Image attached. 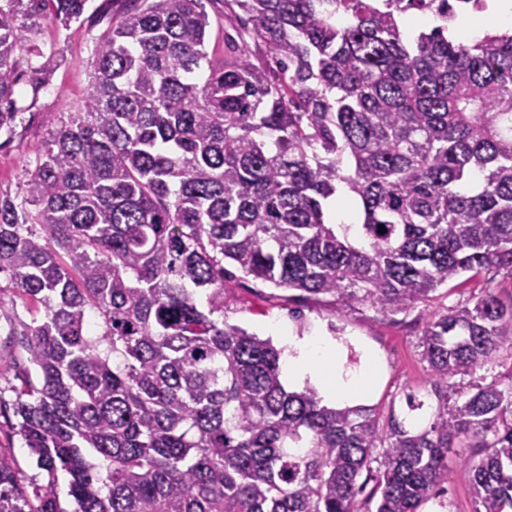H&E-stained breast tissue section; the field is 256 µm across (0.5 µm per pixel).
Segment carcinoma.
I'll use <instances>...</instances> for the list:
<instances>
[{
    "mask_svg": "<svg viewBox=\"0 0 512 512\" xmlns=\"http://www.w3.org/2000/svg\"><path fill=\"white\" fill-rule=\"evenodd\" d=\"M234 2L262 67L213 64L204 0H124L83 108L21 199L0 195V293L30 316L12 334L37 373L15 429L49 476L28 487L0 456V512H63L59 471L73 512H361L369 481L375 512H421L459 448L475 512H512V374L451 383L512 350V299L428 323L437 412L384 433L366 406L287 390L283 350L224 321L227 263L399 311L466 273L512 279V33L448 38V0ZM85 4L0 0V134L23 122L37 22ZM421 15L442 24L407 39ZM341 195L355 237L328 219Z\"/></svg>",
    "mask_w": 512,
    "mask_h": 512,
    "instance_id": "carcinoma-1",
    "label": "carcinoma"
}]
</instances>
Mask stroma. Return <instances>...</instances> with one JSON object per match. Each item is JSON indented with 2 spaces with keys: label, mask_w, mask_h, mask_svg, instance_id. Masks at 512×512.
<instances>
[{
  "label": "stroma",
  "mask_w": 512,
  "mask_h": 512,
  "mask_svg": "<svg viewBox=\"0 0 512 512\" xmlns=\"http://www.w3.org/2000/svg\"><path fill=\"white\" fill-rule=\"evenodd\" d=\"M120 0H87L82 22L61 26L53 18L40 21L35 36L44 53L58 57L49 90L32 94L28 82L30 66L19 61L20 106L31 120L18 128L11 143L0 148V194L23 195L26 173L43 153L47 131L64 112L81 108L92 83V60L97 37L121 11ZM236 6L233 0H209L207 10L213 24L206 48L214 62L234 58V43L239 42L238 27L230 22ZM230 297L224 306V319L261 338H276L285 330L299 336L329 335L331 328L363 341L379 356L383 375L366 404L373 408L379 425H387L390 415L407 416L408 395L426 401L425 415H432L437 400L431 395L427 363L422 358L419 339L428 323L448 309L474 303L492 293L502 300L512 299V279L493 269L458 286L444 285L429 301L406 310H383L367 303L343 305L327 296L318 300L290 297L287 290L251 279L229 280ZM27 354L19 337L10 335L8 318L0 317V402L10 403L13 390L21 384ZM14 417L0 412V449L4 450L24 484H43L48 480L35 457L13 430ZM448 485L445 506L440 512H474L467 469L458 457L448 459Z\"/></svg>",
  "instance_id": "obj_1"
}]
</instances>
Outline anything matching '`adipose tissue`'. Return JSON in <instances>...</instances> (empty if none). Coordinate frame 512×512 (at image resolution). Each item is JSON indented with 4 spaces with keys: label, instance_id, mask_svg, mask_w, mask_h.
Here are the masks:
<instances>
[{
    "label": "adipose tissue",
    "instance_id": "adipose-tissue-1",
    "mask_svg": "<svg viewBox=\"0 0 512 512\" xmlns=\"http://www.w3.org/2000/svg\"><path fill=\"white\" fill-rule=\"evenodd\" d=\"M279 340L288 358V384L302 389L305 383L316 384L328 404L344 407L359 405L365 391L379 374L373 355L365 354L356 366L343 362L345 343L325 336L280 335Z\"/></svg>",
    "mask_w": 512,
    "mask_h": 512
}]
</instances>
